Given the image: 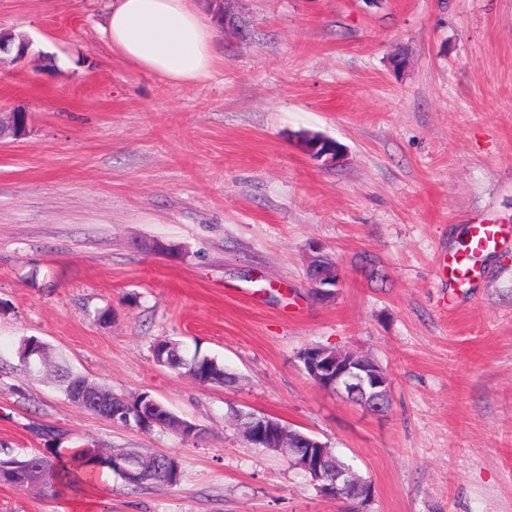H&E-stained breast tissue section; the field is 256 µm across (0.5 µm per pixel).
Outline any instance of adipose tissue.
Listing matches in <instances>:
<instances>
[{"mask_svg":"<svg viewBox=\"0 0 512 512\" xmlns=\"http://www.w3.org/2000/svg\"><path fill=\"white\" fill-rule=\"evenodd\" d=\"M102 34L139 71L176 84L212 78L219 30L201 0H112Z\"/></svg>","mask_w":512,"mask_h":512,"instance_id":"ef3b65f1","label":"adipose tissue"}]
</instances>
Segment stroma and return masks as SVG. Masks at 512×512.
Here are the masks:
<instances>
[{
    "mask_svg": "<svg viewBox=\"0 0 512 512\" xmlns=\"http://www.w3.org/2000/svg\"><path fill=\"white\" fill-rule=\"evenodd\" d=\"M110 0H0V449L133 448L178 457L180 484L111 477L96 512H353L231 409L319 437L372 481L367 512H512V237L448 259L472 224L512 226V0H245L211 80L139 71L101 33ZM406 59L394 70L393 57ZM344 152L312 160L300 133ZM340 267L313 297L312 244ZM49 348L39 376L22 338ZM168 339L223 362L203 387L160 366ZM324 345L387 367L388 413L318 389ZM70 366L200 425H114L71 404ZM57 483L0 484V512H59Z\"/></svg>",
    "mask_w": 512,
    "mask_h": 512,
    "instance_id": "obj_1",
    "label": "stroma"
}]
</instances>
